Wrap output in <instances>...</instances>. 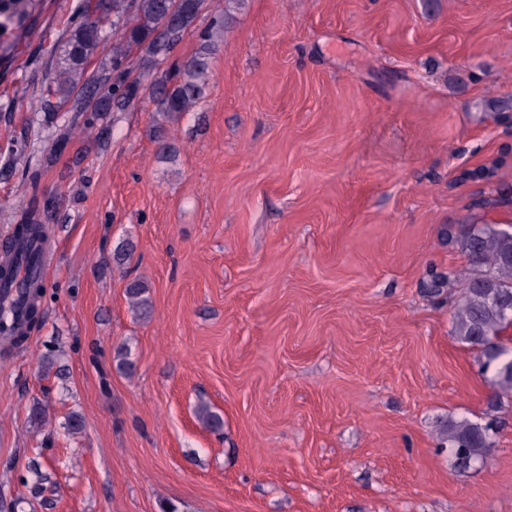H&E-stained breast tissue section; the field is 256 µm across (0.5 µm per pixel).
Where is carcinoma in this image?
<instances>
[{"instance_id":"obj_1","label":"carcinoma","mask_w":512,"mask_h":512,"mask_svg":"<svg viewBox=\"0 0 512 512\" xmlns=\"http://www.w3.org/2000/svg\"><path fill=\"white\" fill-rule=\"evenodd\" d=\"M246 2L224 0L221 7L213 0H81L78 9L84 20L72 26L67 37L53 48L59 58L58 71L52 77L54 93L73 99L75 118L83 119V128L87 129L94 125L95 116L85 112L109 108L121 112L149 90L159 116L155 120L159 154L169 157L173 149L165 124L178 121L202 98L209 82L211 55ZM210 5L213 16L199 34V50L161 69L174 45L195 27L201 12ZM109 24L121 31L120 40L112 45V61L90 73L88 66L98 55ZM133 47L141 52L140 72L135 78L131 77L133 66L129 64ZM51 212L52 204L48 202L41 217L34 211L22 213L13 225L12 236L0 246V310L7 302L3 289L15 283L17 271L40 261L37 243L44 236ZM441 234L472 265L453 314L454 332L461 341L482 347L489 365L506 353L497 340L512 318V231L471 220L446 224ZM18 287L22 317L30 329L39 321L38 303L44 296L45 283L31 276ZM126 294L134 310L148 311L151 302L144 281L132 280ZM493 385L503 393L512 391V359L498 367ZM445 440L456 465L464 469L486 460L493 447L487 429L468 421L448 425Z\"/></svg>"}]
</instances>
